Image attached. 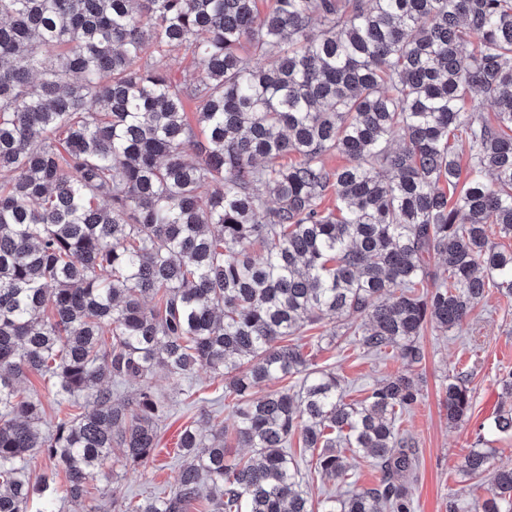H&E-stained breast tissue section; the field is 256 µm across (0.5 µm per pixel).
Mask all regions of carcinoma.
Instances as JSON below:
<instances>
[{
  "instance_id": "carcinoma-1",
  "label": "carcinoma",
  "mask_w": 512,
  "mask_h": 512,
  "mask_svg": "<svg viewBox=\"0 0 512 512\" xmlns=\"http://www.w3.org/2000/svg\"><path fill=\"white\" fill-rule=\"evenodd\" d=\"M274 2L0 0V512H58L59 468L61 500L99 512L90 473L116 448L125 467L155 456L170 410L155 374L198 367L224 379L234 424L185 427L175 486L112 512H188L205 484L207 512H414L400 422L421 398L418 338L491 285L512 294V251L491 241L512 237V0ZM180 48L197 70L177 78ZM324 320L407 371L347 401L294 343ZM29 373L46 400L20 394ZM46 402L71 408L48 430ZM445 407L466 419L464 382ZM489 429L512 435V403ZM296 434L321 479L348 484L347 448L378 482L313 501ZM37 451L51 467L33 482ZM490 460L472 448L461 468ZM448 512H512V469Z\"/></svg>"
}]
</instances>
